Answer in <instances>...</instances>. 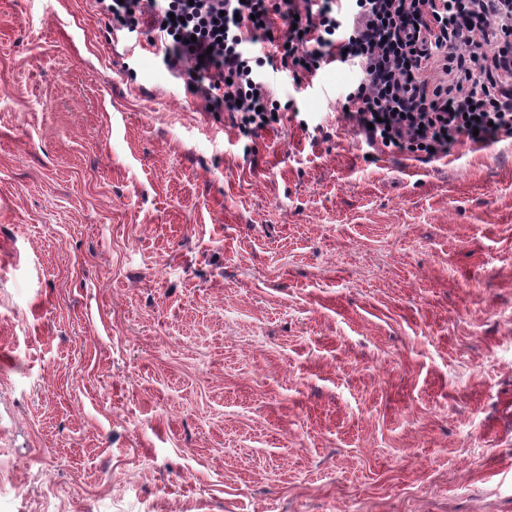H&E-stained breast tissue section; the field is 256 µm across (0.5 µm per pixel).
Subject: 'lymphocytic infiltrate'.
Returning <instances> with one entry per match:
<instances>
[{
  "label": "lymphocytic infiltrate",
  "mask_w": 512,
  "mask_h": 512,
  "mask_svg": "<svg viewBox=\"0 0 512 512\" xmlns=\"http://www.w3.org/2000/svg\"><path fill=\"white\" fill-rule=\"evenodd\" d=\"M241 133L282 121L261 74L357 68L343 120L370 145L446 157L512 135V0H95ZM268 46L256 56L257 44Z\"/></svg>",
  "instance_id": "f902f5d3"
}]
</instances>
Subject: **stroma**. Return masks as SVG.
Masks as SVG:
<instances>
[{"label": "stroma", "mask_w": 512, "mask_h": 512, "mask_svg": "<svg viewBox=\"0 0 512 512\" xmlns=\"http://www.w3.org/2000/svg\"><path fill=\"white\" fill-rule=\"evenodd\" d=\"M92 0H0V512H512V138L244 137Z\"/></svg>", "instance_id": "35a3bbf8"}]
</instances>
